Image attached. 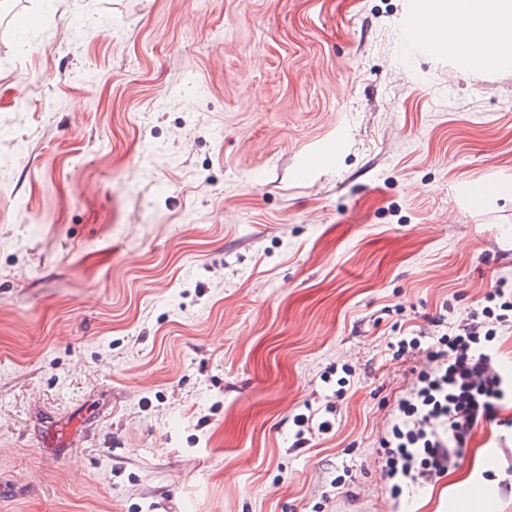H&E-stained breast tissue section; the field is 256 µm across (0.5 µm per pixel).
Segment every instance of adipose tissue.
<instances>
[{"mask_svg":"<svg viewBox=\"0 0 512 512\" xmlns=\"http://www.w3.org/2000/svg\"><path fill=\"white\" fill-rule=\"evenodd\" d=\"M430 16L454 55L487 65L506 56L503 38H512V0H430Z\"/></svg>","mask_w":512,"mask_h":512,"instance_id":"ef3b65f1","label":"adipose tissue"}]
</instances>
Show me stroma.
Wrapping results in <instances>:
<instances>
[{"mask_svg": "<svg viewBox=\"0 0 512 512\" xmlns=\"http://www.w3.org/2000/svg\"><path fill=\"white\" fill-rule=\"evenodd\" d=\"M409 2L0 6V512H512V401L400 501L376 454L387 343L512 288V58L407 49ZM314 412L315 411L309 412V414L300 413L294 417V425L298 428L295 433L296 444L301 445L309 441V439L305 437L306 433L311 436L315 430L320 434L328 433L327 431L330 430L332 423L328 419L315 421L317 413Z\"/></svg>", "mask_w": 512, "mask_h": 512, "instance_id": "35a3bbf8", "label": "stroma"}]
</instances>
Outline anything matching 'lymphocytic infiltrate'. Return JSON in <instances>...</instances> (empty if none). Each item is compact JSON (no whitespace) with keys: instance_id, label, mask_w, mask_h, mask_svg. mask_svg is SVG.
<instances>
[{"instance_id":"1","label":"lymphocytic infiltrate","mask_w":512,"mask_h":512,"mask_svg":"<svg viewBox=\"0 0 512 512\" xmlns=\"http://www.w3.org/2000/svg\"><path fill=\"white\" fill-rule=\"evenodd\" d=\"M466 318L437 319L430 332L389 342L394 357L424 354L380 440L377 455L392 498L404 486L438 481L458 465L474 428L495 422L512 397V374L499 359V334L512 330V295L496 285Z\"/></svg>"}]
</instances>
